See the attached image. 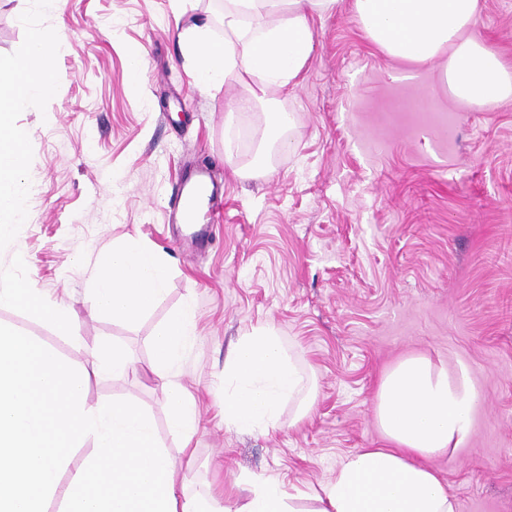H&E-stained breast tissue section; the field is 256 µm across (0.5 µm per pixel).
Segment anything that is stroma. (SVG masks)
Wrapping results in <instances>:
<instances>
[{
    "mask_svg": "<svg viewBox=\"0 0 512 512\" xmlns=\"http://www.w3.org/2000/svg\"><path fill=\"white\" fill-rule=\"evenodd\" d=\"M478 34L512 67V0H480ZM224 38V0H0V64L30 26L58 44L49 94L13 116L26 152L28 221L0 242V280L70 313V334L30 309L0 311L67 360L121 346L136 372L91 380L89 402L129 398L154 415L187 493L253 475L304 489L360 448L385 444L374 418L383 372L422 354L466 366L479 395L466 443L434 457L457 512H512V100L463 105L435 67L390 60L365 36L353 0L314 17L296 85L269 87L246 112L237 68L200 90L178 38ZM146 61L143 80L128 53ZM432 99L449 131L409 118ZM288 123L271 131L269 115ZM209 170L224 207L210 240L169 220L179 169ZM135 238L170 262L163 300L135 322L94 313L97 253ZM195 312L175 368L199 414L193 458L166 426L148 366L170 312ZM275 330L311 378L314 411L249 433L224 424V362L242 336ZM80 337L74 348L70 336Z\"/></svg>",
    "mask_w": 512,
    "mask_h": 512,
    "instance_id": "35a3bbf8",
    "label": "stroma"
}]
</instances>
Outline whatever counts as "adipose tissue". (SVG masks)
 <instances>
[{
    "label": "adipose tissue",
    "instance_id": "obj_1",
    "mask_svg": "<svg viewBox=\"0 0 512 512\" xmlns=\"http://www.w3.org/2000/svg\"><path fill=\"white\" fill-rule=\"evenodd\" d=\"M338 0H225L224 31L242 44L240 69L250 108L269 87L295 84L313 49L311 19ZM366 37L386 56L434 64L452 96L468 105L512 97V70L475 34L479 0H354ZM200 90L222 82L228 46L205 26L178 35ZM56 46L34 28L0 67V240L26 221L29 186L14 112L51 88ZM169 268L158 251L129 241L98 253L90 292L96 311L134 321L159 303ZM194 339L193 311H173L152 340L151 371L168 396V428L189 446L197 410L174 367ZM132 356L102 346L76 366L38 338L0 324V512H224L219 495L180 493L152 415L130 399L90 404V377L135 371ZM477 393L465 374L449 375L423 355L400 359L381 377L375 420L387 442L348 455L313 493L285 490L269 477L246 481L233 512H457L432 458L464 443ZM295 419L314 410L305 377L280 336L260 329L241 337L224 366V423L264 432L279 427L283 405Z\"/></svg>",
    "mask_w": 512,
    "mask_h": 512
}]
</instances>
